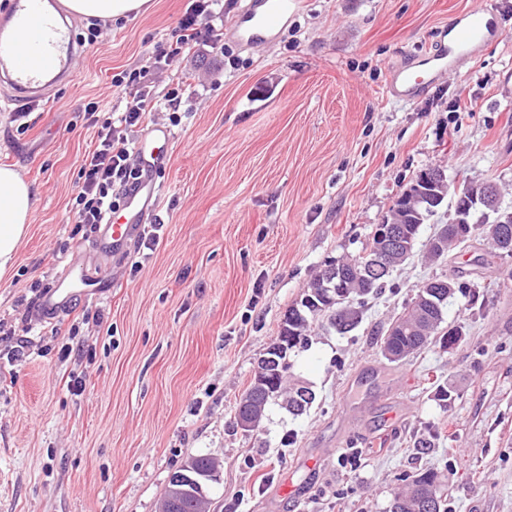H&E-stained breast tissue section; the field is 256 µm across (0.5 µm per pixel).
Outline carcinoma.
<instances>
[{
  "label": "carcinoma",
  "mask_w": 512,
  "mask_h": 512,
  "mask_svg": "<svg viewBox=\"0 0 512 512\" xmlns=\"http://www.w3.org/2000/svg\"><path fill=\"white\" fill-rule=\"evenodd\" d=\"M471 227L472 232L461 239L448 238V248L479 237L486 241L490 256L512 257V237L503 240L496 238L492 225L485 224L478 214L471 220ZM356 262L355 257L342 262L344 281L348 282V296L344 301L345 312L342 316H336V308L329 307L328 301L322 298L307 305L296 302L288 308L283 319V324L288 326V352L308 345L307 328L312 319L322 318L329 321V325L341 334H348L360 325L368 298L382 291L387 284L388 273L368 272L363 276L362 268L357 266ZM424 295L427 300L420 303L422 315L417 326H388L384 336L380 338L381 352H392L402 360L430 345H438L449 350L460 341L459 327H441L444 322V310L450 299L448 293L443 291L438 296L435 289L426 288ZM337 317L340 318L338 322L335 321ZM279 364L283 365L282 374L271 380L264 389L259 391L254 389V384H249L239 402V416L249 415L260 420L269 401L281 396L285 397L288 410L294 415L303 413L314 402L315 393L309 387L299 383L285 386L286 372L290 368L287 356L280 357ZM208 488L209 484L206 483L202 485V490L196 489L194 493L187 495L175 507V512H203ZM419 494V488L410 486L394 498L390 512H414L413 505Z\"/></svg>",
  "instance_id": "carcinoma-1"
}]
</instances>
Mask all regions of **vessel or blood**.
<instances>
[{"instance_id":"obj_1","label":"vessel or blood","mask_w":512,"mask_h":512,"mask_svg":"<svg viewBox=\"0 0 512 512\" xmlns=\"http://www.w3.org/2000/svg\"><path fill=\"white\" fill-rule=\"evenodd\" d=\"M301 5L302 0H251L244 15L243 39L250 45L262 43L266 33ZM63 15L59 0H11L7 15L0 18V77L18 100L34 101L56 81L72 77L80 49ZM502 37L487 8L472 6L440 31L435 49L390 71L388 92L402 101L413 100L454 71L461 58L478 57ZM171 141L169 131L154 129L137 142L135 155L143 176L110 223L100 225L99 250L125 253L129 240L139 233L143 214L161 192L154 173L166 160ZM108 282L106 274L92 275L81 265H70L44 295L43 307L55 314L64 312L75 300L99 295Z\"/></svg>"}]
</instances>
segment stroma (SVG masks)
I'll return each instance as SVG.
<instances>
[{
	"label": "stroma",
	"instance_id": "1",
	"mask_svg": "<svg viewBox=\"0 0 512 512\" xmlns=\"http://www.w3.org/2000/svg\"><path fill=\"white\" fill-rule=\"evenodd\" d=\"M246 2L223 0L211 19L223 53L152 71L154 107L131 137L163 128L174 140L145 217L160 238L132 241L126 259L100 255L95 234L68 221L96 139L84 108L122 111L113 74L145 65L187 0L102 23L95 45L90 21L74 18L86 42L75 77L27 130L0 81V164L38 195L0 278V512H157L171 474L210 454L223 462L210 512H388L427 469L444 476L454 512H512V257L487 265L478 240L430 260L451 199L353 332L315 321L290 354L289 380L315 392L312 407L296 417L277 398L256 431L236 425L288 307L329 261L361 251L417 173L443 167L454 188L496 183L512 211V0H483L500 42L408 102L387 92L391 67L475 0H305L257 46L237 37ZM176 83L191 96L175 126L162 101ZM74 263L107 270L114 287L47 318L43 293ZM445 274L477 286L444 312L459 344L388 361L380 336ZM443 385L456 392L448 406L435 397ZM435 431V446L419 447ZM346 448L362 449L357 470L340 467Z\"/></svg>",
	"mask_w": 512,
	"mask_h": 512
}]
</instances>
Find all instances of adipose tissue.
Segmentation results:
<instances>
[{
  "mask_svg": "<svg viewBox=\"0 0 512 512\" xmlns=\"http://www.w3.org/2000/svg\"><path fill=\"white\" fill-rule=\"evenodd\" d=\"M82 18L117 21L148 11L150 0H66ZM37 203L34 186L10 166L0 167V276L12 270Z\"/></svg>",
  "mask_w": 512,
  "mask_h": 512,
  "instance_id": "1",
  "label": "adipose tissue"
}]
</instances>
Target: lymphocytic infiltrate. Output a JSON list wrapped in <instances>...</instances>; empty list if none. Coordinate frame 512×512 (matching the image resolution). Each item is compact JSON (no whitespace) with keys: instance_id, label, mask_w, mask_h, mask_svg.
<instances>
[{"instance_id":"lymphocytic-infiltrate-1","label":"lymphocytic infiltrate","mask_w":512,"mask_h":512,"mask_svg":"<svg viewBox=\"0 0 512 512\" xmlns=\"http://www.w3.org/2000/svg\"><path fill=\"white\" fill-rule=\"evenodd\" d=\"M220 0H192L178 21L177 38L157 45L155 58L167 63L188 56L200 47L218 49L220 38L208 19ZM148 68L122 72L112 77L114 92L124 97V108L117 115L98 120L97 103H89L84 116L97 128L94 148L83 158L82 184L71 208L73 223L90 230L109 223L128 192L140 177L135 143L128 137L130 127L144 123L150 95L146 77Z\"/></svg>"}]
</instances>
